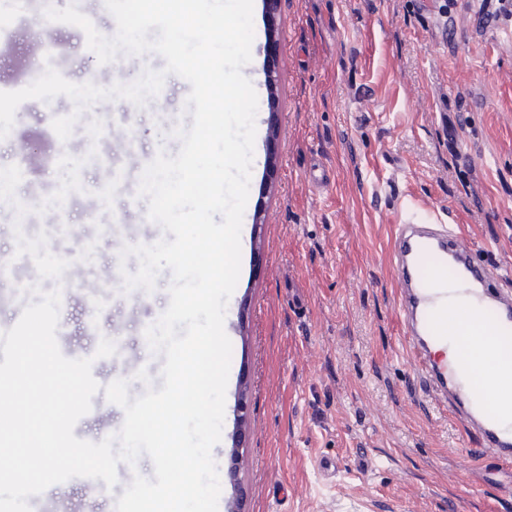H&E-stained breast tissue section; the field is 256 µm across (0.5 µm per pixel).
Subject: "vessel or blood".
Wrapping results in <instances>:
<instances>
[{
	"label": "vessel or blood",
	"instance_id": "vessel-or-blood-1",
	"mask_svg": "<svg viewBox=\"0 0 512 512\" xmlns=\"http://www.w3.org/2000/svg\"><path fill=\"white\" fill-rule=\"evenodd\" d=\"M389 261L398 285L404 346L421 365L432 396L447 403L466 435L477 437L468 465L512 460V274L502 271L456 226L431 227L414 216L396 224ZM492 344L494 358L474 377L475 345ZM455 345L452 360L438 357Z\"/></svg>",
	"mask_w": 512,
	"mask_h": 512
}]
</instances>
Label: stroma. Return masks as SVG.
<instances>
[{"mask_svg": "<svg viewBox=\"0 0 512 512\" xmlns=\"http://www.w3.org/2000/svg\"><path fill=\"white\" fill-rule=\"evenodd\" d=\"M90 0H5L0 91L22 89L46 69L75 84L98 72L84 31L51 21L47 8ZM468 0H281L267 17L253 0L251 60L242 72L257 94L242 255L273 265L238 280L225 313L235 326L220 442L212 457L218 512H512V465L487 459L464 471L477 448L432 402L403 345L388 243L398 214L455 224L490 259L512 267V28L477 32ZM40 37L48 56L29 52ZM280 67L269 82V49ZM191 87L167 75L138 106L105 99L76 111L71 98L21 102L0 140V323L14 314L18 282L60 289L57 343L81 358L100 339L123 349L122 366L92 368L103 385L123 379L130 397L161 389L164 355L145 330L167 309L170 270L153 291L125 290L139 268L124 246L164 238L139 186L158 153L177 155V127H191ZM77 115L68 139L52 122ZM330 171L317 184L311 172ZM39 240L41 254L20 246ZM111 271L104 281L103 271ZM308 298L295 309L289 291ZM107 299L90 307L88 298ZM94 321L97 331L86 330ZM146 370L148 381L137 380ZM77 438L117 434L123 409L101 400ZM243 435L236 500L229 478L235 433ZM336 461L322 473L321 457ZM41 512H115L89 502L80 481L44 492Z\"/></svg>", "mask_w": 512, "mask_h": 512, "instance_id": "35a3bbf8", "label": "stroma"}]
</instances>
